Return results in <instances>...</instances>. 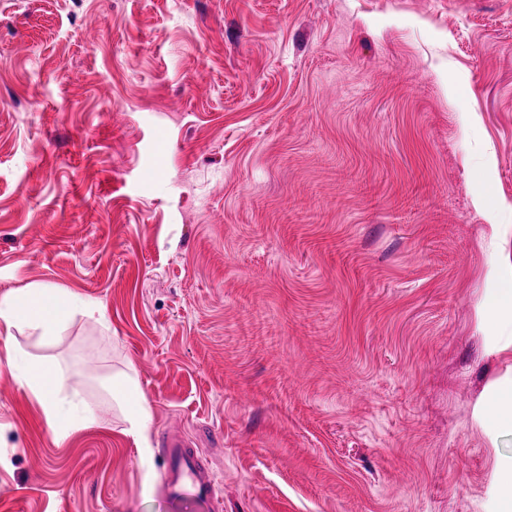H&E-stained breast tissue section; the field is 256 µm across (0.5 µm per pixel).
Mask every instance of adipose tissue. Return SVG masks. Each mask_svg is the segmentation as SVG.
Wrapping results in <instances>:
<instances>
[{"label": "adipose tissue", "mask_w": 512, "mask_h": 512, "mask_svg": "<svg viewBox=\"0 0 512 512\" xmlns=\"http://www.w3.org/2000/svg\"><path fill=\"white\" fill-rule=\"evenodd\" d=\"M487 286L483 292L481 313L491 322V353L512 352V275H502L495 263H488ZM78 294L53 288L33 287L0 297V326L10 329L25 325L46 339L60 335L69 317L88 309ZM7 365L40 403L49 429L59 437L99 424L100 418L78 392H66L65 379L49 361H31L17 350L7 352ZM112 399L124 410L127 432L135 440L147 439L150 415L142 406L132 380L113 383ZM475 418L487 433L512 432V382L497 386L477 407Z\"/></svg>", "instance_id": "obj_1"}]
</instances>
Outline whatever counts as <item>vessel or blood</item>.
<instances>
[{"mask_svg": "<svg viewBox=\"0 0 512 512\" xmlns=\"http://www.w3.org/2000/svg\"><path fill=\"white\" fill-rule=\"evenodd\" d=\"M162 454V491L166 498L174 502L190 498L201 505L203 512H221L220 481L196 449L170 435Z\"/></svg>", "mask_w": 512, "mask_h": 512, "instance_id": "b4317fda", "label": "vessel or blood"}]
</instances>
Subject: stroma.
Returning <instances> with one entry per match:
<instances>
[{
	"mask_svg": "<svg viewBox=\"0 0 512 512\" xmlns=\"http://www.w3.org/2000/svg\"><path fill=\"white\" fill-rule=\"evenodd\" d=\"M512 271V0H0V512H490L474 413L488 261ZM53 358L99 425L57 438L6 364ZM132 375L127 435L105 388ZM77 310L95 308L76 293L46 287L26 288L0 298V325L7 333L13 327L25 325L39 331L45 339H54ZM109 392L112 395L113 401L125 412L126 421L129 424L127 433L135 440L146 443L150 415L141 404V398L134 386L133 380L128 378L122 382L113 381ZM164 496L172 502L185 498L197 501L207 512L222 510L220 481L199 452L185 442L167 435L162 448Z\"/></svg>",
	"mask_w": 512,
	"mask_h": 512,
	"instance_id": "stroma-1",
	"label": "stroma"
}]
</instances>
